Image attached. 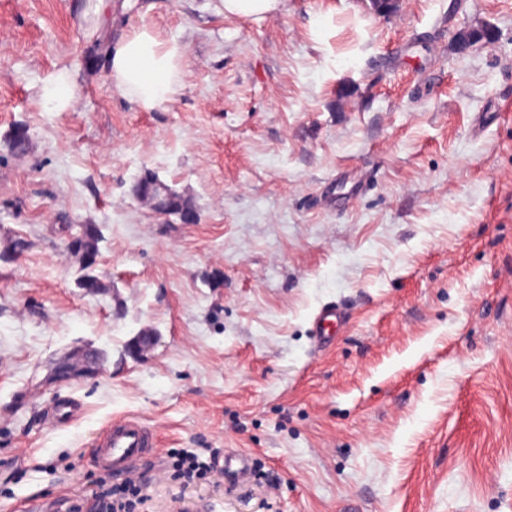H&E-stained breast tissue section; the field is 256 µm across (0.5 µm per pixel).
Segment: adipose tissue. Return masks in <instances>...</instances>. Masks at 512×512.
<instances>
[{"mask_svg": "<svg viewBox=\"0 0 512 512\" xmlns=\"http://www.w3.org/2000/svg\"><path fill=\"white\" fill-rule=\"evenodd\" d=\"M185 49L175 41L162 42L139 28L124 36L112 53V83L142 109L170 101L182 86Z\"/></svg>", "mask_w": 512, "mask_h": 512, "instance_id": "obj_1", "label": "adipose tissue"}]
</instances>
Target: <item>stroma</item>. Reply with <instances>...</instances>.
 Returning a JSON list of instances; mask_svg holds the SVG:
<instances>
[{"instance_id": "obj_1", "label": "stroma", "mask_w": 512, "mask_h": 512, "mask_svg": "<svg viewBox=\"0 0 512 512\" xmlns=\"http://www.w3.org/2000/svg\"><path fill=\"white\" fill-rule=\"evenodd\" d=\"M86 4L0 0V512H97L93 442L121 417L156 433L140 512H512V0ZM143 27L186 49L151 111L109 64ZM469 29L492 38L459 51ZM147 169L196 223L133 195ZM62 224L96 225L101 293ZM327 303L349 319L325 348ZM85 350L97 376L50 381ZM66 396L80 415L48 426ZM175 448L258 474L184 486ZM225 14L262 19L280 12L286 0H222ZM43 97L58 107L67 106L73 99V81L67 72H60L44 89ZM345 319L344 310L336 304L321 307L313 321V331L320 340L327 339L334 330L341 326ZM224 480L232 487L245 486L251 478L252 466L247 456L236 452H225L222 463H218Z\"/></svg>"}]
</instances>
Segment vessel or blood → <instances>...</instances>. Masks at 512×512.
Wrapping results in <instances>:
<instances>
[{
	"label": "vessel or blood",
	"instance_id": "vessel-or-blood-1",
	"mask_svg": "<svg viewBox=\"0 0 512 512\" xmlns=\"http://www.w3.org/2000/svg\"><path fill=\"white\" fill-rule=\"evenodd\" d=\"M344 319L341 307L332 303L324 305L314 318L313 331L320 339H327ZM155 445L152 431L139 419H116L97 436L94 461L97 466L128 479L133 475L134 462ZM219 468L225 481L236 488L245 486L252 475L248 457L236 452L225 453Z\"/></svg>",
	"mask_w": 512,
	"mask_h": 512
}]
</instances>
